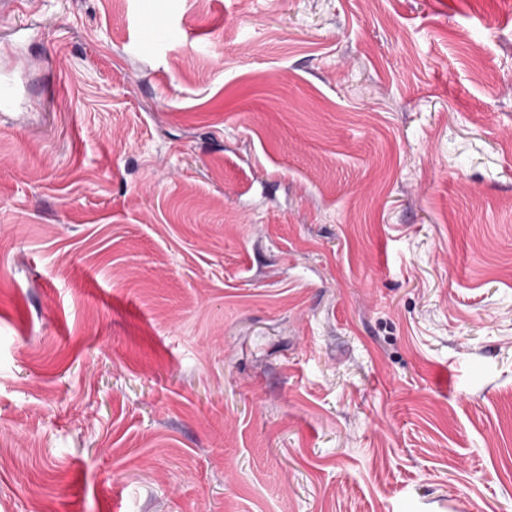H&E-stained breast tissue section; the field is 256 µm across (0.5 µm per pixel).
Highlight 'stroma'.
Listing matches in <instances>:
<instances>
[{
  "label": "stroma",
  "mask_w": 512,
  "mask_h": 512,
  "mask_svg": "<svg viewBox=\"0 0 512 512\" xmlns=\"http://www.w3.org/2000/svg\"><path fill=\"white\" fill-rule=\"evenodd\" d=\"M4 45L0 512H512V0Z\"/></svg>",
  "instance_id": "1"
}]
</instances>
